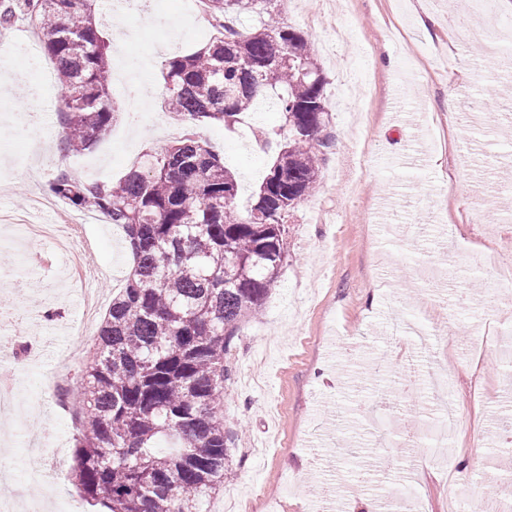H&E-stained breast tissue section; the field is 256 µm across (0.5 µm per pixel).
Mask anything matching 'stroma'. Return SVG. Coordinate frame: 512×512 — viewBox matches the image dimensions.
I'll use <instances>...</instances> for the list:
<instances>
[{"label": "stroma", "mask_w": 512, "mask_h": 512, "mask_svg": "<svg viewBox=\"0 0 512 512\" xmlns=\"http://www.w3.org/2000/svg\"><path fill=\"white\" fill-rule=\"evenodd\" d=\"M182 0H148L145 16H108L99 0L102 34L117 54L119 28L139 32L127 56L141 60L149 89L140 111L111 84L121 117L91 149L64 154L59 136L60 86L54 73L33 72L28 58L15 69L42 83L38 98L11 89L0 95V128L36 113L40 140L0 136V216L28 224H58L89 244L88 279L111 298L131 268L120 229L100 213L54 199L38 208L62 171V157L86 169V181L114 182L146 152H160L185 132L166 107L161 44L178 30L177 51L201 48L212 36L207 19L185 15ZM469 0H300L283 9L301 31L326 77L331 136L314 192L291 210L285 226L287 257L261 316L240 324L225 364L224 433L231 463L225 494L246 497L243 512H303L323 481H336L338 512H359L373 501L383 476L372 472L359 434L382 413L375 399L395 396L400 382L427 390L434 362L453 366L452 396L461 422L448 441L447 464L419 463L415 492L428 512H446L449 468L480 480L512 471V458L491 456L500 418L512 414L504 362L494 339H512V70L501 65L512 49V0L471 16L468 28L452 19ZM491 93L468 125L449 124L448 110L464 112L473 89ZM281 123L259 108L228 130L203 124L196 132L234 172L239 208L249 207L269 159L254 151L259 129ZM0 281L25 271L24 293H0V306L30 310L38 330L62 332L39 356L16 369L21 395L40 391L63 353L76 378L92 336L78 337L80 300L66 290L65 260L52 241L27 256L5 250ZM430 324L428 349L404 338L396 325ZM27 429L0 423L5 460L20 470L61 469L51 494L76 512H97L70 477L77 434L50 398L29 406ZM67 437L57 457L27 448L38 425Z\"/></svg>", "instance_id": "1"}]
</instances>
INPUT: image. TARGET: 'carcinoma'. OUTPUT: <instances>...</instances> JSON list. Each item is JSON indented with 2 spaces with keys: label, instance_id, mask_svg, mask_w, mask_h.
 <instances>
[{
  "label": "carcinoma",
  "instance_id": "obj_1",
  "mask_svg": "<svg viewBox=\"0 0 512 512\" xmlns=\"http://www.w3.org/2000/svg\"><path fill=\"white\" fill-rule=\"evenodd\" d=\"M219 35L168 58L167 105L189 130L145 154L115 183L61 173L49 191L122 229L133 265L96 331L74 385L61 391L78 417L73 474L107 512H207L224 490V354L239 324L259 316L286 259L285 219L315 190L325 133V76L306 38L283 21L280 0H202ZM247 13L258 16L250 30ZM35 23L55 63L67 134L81 152L106 135L117 112L108 47L95 0H9L0 19ZM281 88L274 150L250 208L224 158L195 136L201 123L228 129Z\"/></svg>",
  "mask_w": 512,
  "mask_h": 512
}]
</instances>
